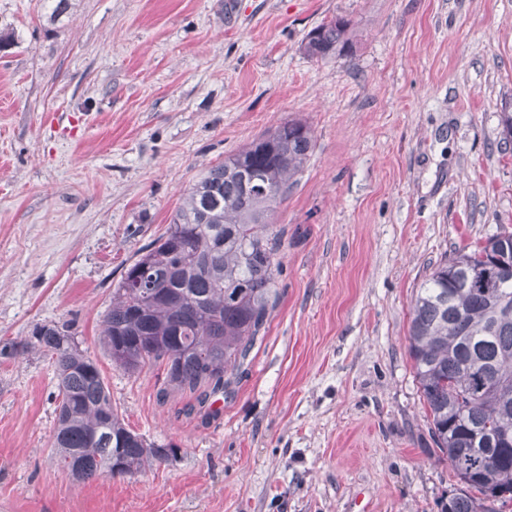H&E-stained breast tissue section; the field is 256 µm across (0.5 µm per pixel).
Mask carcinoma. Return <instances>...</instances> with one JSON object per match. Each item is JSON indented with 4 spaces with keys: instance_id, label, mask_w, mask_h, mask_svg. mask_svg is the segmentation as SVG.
<instances>
[{
    "instance_id": "cac0c4a2",
    "label": "carcinoma",
    "mask_w": 512,
    "mask_h": 512,
    "mask_svg": "<svg viewBox=\"0 0 512 512\" xmlns=\"http://www.w3.org/2000/svg\"><path fill=\"white\" fill-rule=\"evenodd\" d=\"M351 21L306 36L315 59L350 49ZM314 149L310 126L287 120L213 165L188 190L167 231L125 268L112 292L101 346L130 373L164 367L169 387L209 397L229 390V366L247 356L277 297L279 240L269 217ZM494 238L439 263L411 308L408 353L431 432L461 487L449 512L512 509V263ZM53 360L60 397L53 447L72 476L132 475L177 448L129 429L96 361L68 324H45L14 352Z\"/></svg>"
}]
</instances>
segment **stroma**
I'll list each match as a JSON object with an SVG mask.
<instances>
[{
    "instance_id": "1",
    "label": "stroma",
    "mask_w": 512,
    "mask_h": 512,
    "mask_svg": "<svg viewBox=\"0 0 512 512\" xmlns=\"http://www.w3.org/2000/svg\"><path fill=\"white\" fill-rule=\"evenodd\" d=\"M0 0V512H441L459 483L408 356L455 250L512 232V0ZM351 21L344 56L306 35ZM315 148L272 216L279 300L221 409L99 339L124 269L212 165L286 120ZM68 322L112 403L175 458L77 482L54 366Z\"/></svg>"
}]
</instances>
